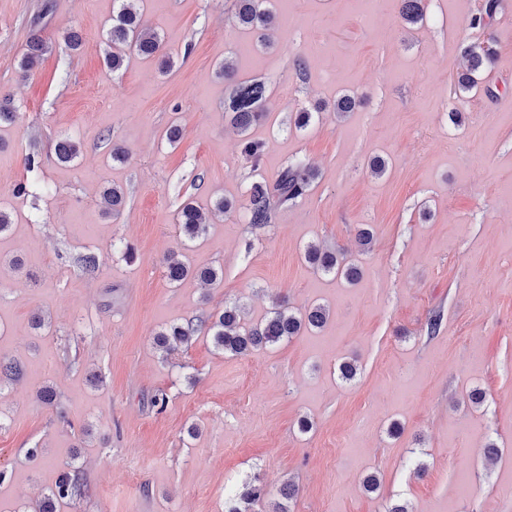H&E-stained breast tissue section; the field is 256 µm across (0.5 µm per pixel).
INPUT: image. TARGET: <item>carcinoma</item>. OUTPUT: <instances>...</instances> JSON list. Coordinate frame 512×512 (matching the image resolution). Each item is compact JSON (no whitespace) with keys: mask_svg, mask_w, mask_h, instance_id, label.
Instances as JSON below:
<instances>
[{"mask_svg":"<svg viewBox=\"0 0 512 512\" xmlns=\"http://www.w3.org/2000/svg\"><path fill=\"white\" fill-rule=\"evenodd\" d=\"M116 10L106 32L104 61L108 67L117 71L124 65L129 54L141 58H162V66L169 68L174 64L173 57L163 51V43L152 28L144 23L139 9L134 7L135 0H115ZM270 0H236L235 17L239 25L253 30L260 45H266L265 30L273 19V13L266 4ZM403 20L414 25L424 16L423 0H401ZM500 0H482L478 13L472 19L471 26L485 30L496 20ZM48 46L35 36L27 45V51L21 58L20 68L27 71L36 58L47 52ZM463 56L468 61V68L457 77V86L464 92L477 91L481 88L482 73L485 64L491 62L494 50L487 41H472L463 47ZM224 78L226 94L224 97V116L230 119L233 127L243 135L241 152L252 166H258L261 157V144L250 139V128L266 116L264 103L267 84L263 79L240 81L236 78L235 67L229 60L219 69ZM317 172L302 161L284 167L270 184L257 183L252 187L246 203L249 223L262 227L271 223L275 205L295 203L301 198ZM102 196L109 210L118 215L125 206V193L116 186L103 190ZM233 209L232 201L220 197L216 199L206 214L194 202L185 200L178 211V224L185 238L193 242L205 234L210 221L229 213ZM304 259L316 271L334 274L349 283L360 277V269L354 264H347L334 250L323 249L316 245L308 246ZM75 265L85 274L90 275L99 268V258L94 252L82 253L75 257ZM166 277L172 284L194 277L208 285H219L224 279L221 268L197 269L191 266L187 255L172 251L163 261ZM328 320L327 309L315 304L303 313H296L284 305H277L259 324L246 327L242 324L241 308L238 304L227 305L208 321L198 323H172L157 332L154 345L163 358L177 353L191 344L201 334L210 337L213 347L232 357L246 356L254 350L274 346L300 335L304 330L319 329ZM24 366L12 360H0V379L15 380L22 376ZM84 485L79 468L71 467L62 472L54 487L44 497L39 512H53L52 504L59 500H74L82 496ZM267 495L265 486L255 478L232 490L224 500V512H254V506Z\"/></svg>","mask_w":512,"mask_h":512,"instance_id":"obj_1","label":"carcinoma"}]
</instances>
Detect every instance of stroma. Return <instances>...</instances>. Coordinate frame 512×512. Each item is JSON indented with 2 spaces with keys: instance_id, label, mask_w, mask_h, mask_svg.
I'll return each instance as SVG.
<instances>
[{
  "instance_id": "35a3bbf8",
  "label": "stroma",
  "mask_w": 512,
  "mask_h": 512,
  "mask_svg": "<svg viewBox=\"0 0 512 512\" xmlns=\"http://www.w3.org/2000/svg\"><path fill=\"white\" fill-rule=\"evenodd\" d=\"M481 2L424 0L423 22L408 25L400 0H272V46L260 50L236 24L235 0H139L174 58L164 72L135 56L105 66L113 0H0V95L17 112L0 124V209L13 224L0 259L23 263L0 269V357L25 366L0 383V512H35L70 463L87 492L56 512H224L228 489L255 477L268 490L256 512H270L289 479L299 489L291 512H384L400 501L413 512H512V0L482 33L470 26ZM72 29L83 44L70 57ZM35 33L53 50L24 72ZM481 34L496 49L486 88L459 92L461 49ZM227 57L239 79L268 83V115L249 132L263 146L255 167L224 116ZM345 94L358 104L340 117ZM301 110L313 114L303 130L289 122ZM173 125L182 136L172 144ZM65 138L80 145L69 163L54 153ZM116 144L124 161L111 156ZM30 154L40 181L19 196ZM296 158L316 168L315 182L271 224H249L251 185ZM111 186L128 195L117 216L101 203ZM221 197L235 210L185 243L180 204L206 210ZM311 242L358 263L360 281L315 272L303 256ZM180 249L193 266L223 268V283L169 284L163 258ZM84 252L100 257L95 275L72 263ZM283 296L298 311L327 306V324L245 357L201 336L165 361L153 344L166 325L233 301L258 323ZM38 312L49 318L40 329ZM344 360L359 367L353 381L338 376ZM47 385L52 408L37 397ZM159 393L161 411L151 405ZM490 441L501 450L491 465ZM370 474L374 492L363 486Z\"/></svg>"
}]
</instances>
